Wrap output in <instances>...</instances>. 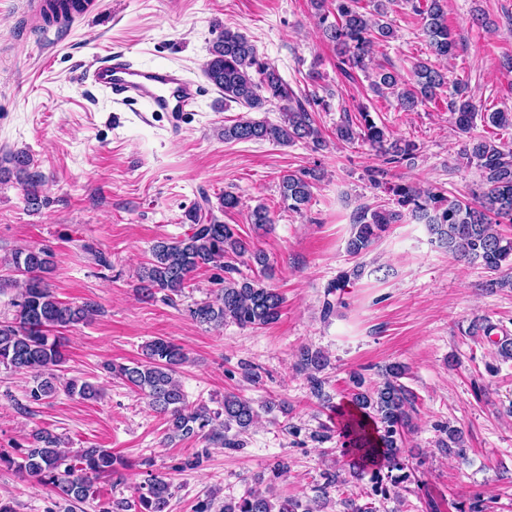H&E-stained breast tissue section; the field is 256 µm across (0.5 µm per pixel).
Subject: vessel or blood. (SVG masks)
Returning <instances> with one entry per match:
<instances>
[{"label": "vessel or blood", "instance_id": "vessel-or-blood-1", "mask_svg": "<svg viewBox=\"0 0 512 512\" xmlns=\"http://www.w3.org/2000/svg\"><path fill=\"white\" fill-rule=\"evenodd\" d=\"M77 79L109 90L117 104L144 105L145 119L166 115L174 129L183 113L194 111L203 94L202 85L179 67H142L122 54L82 70Z\"/></svg>", "mask_w": 512, "mask_h": 512}]
</instances>
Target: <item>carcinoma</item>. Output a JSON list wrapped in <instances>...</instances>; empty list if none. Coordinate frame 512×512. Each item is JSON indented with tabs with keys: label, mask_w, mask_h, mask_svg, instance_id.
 Instances as JSON below:
<instances>
[{
	"label": "carcinoma",
	"mask_w": 512,
	"mask_h": 512,
	"mask_svg": "<svg viewBox=\"0 0 512 512\" xmlns=\"http://www.w3.org/2000/svg\"><path fill=\"white\" fill-rule=\"evenodd\" d=\"M361 2L310 0L318 26L325 40L336 49L338 67L347 77L351 76L352 68L367 70L374 44L394 36L388 22V4L393 0H373L370 12L364 11ZM446 7V0H425L424 4L414 6L422 16V32L430 51L439 62L448 60L457 49L448 28ZM83 8L84 0H53V15L46 16V21H55L61 13L67 16ZM204 73L221 93L224 106L235 103L250 112H266L275 105L281 112L278 123L242 117L224 126L221 130L224 140L268 141L281 146L307 140L316 148L323 146L321 131L309 110L311 103H319L320 98L299 99L279 71L260 57L257 47L246 35L221 30L209 48ZM446 82V74L440 66L418 62L406 87L399 88L401 76L383 67L372 75L370 87L378 95L386 89L391 91L397 108L412 112L436 101ZM448 107L453 112L456 128L468 137L463 156L480 172L482 191L477 195L476 204L450 200L437 187L394 185L390 192L395 196L397 208L382 205L361 211L353 224L346 251L353 257L366 254L390 225L408 213L427 224L438 246L479 263L493 274L490 287L512 285V236L506 237L498 230L500 224L512 223V152L501 143L471 135L477 119L494 128L512 127V112L479 111L461 85L454 86ZM358 115V122L347 120L336 127L337 140L368 144L387 156L390 163L413 158L415 144L388 141L384 128L377 125L371 112L362 108ZM10 176L21 185L26 206L39 209L40 187L46 176L37 169L28 152L19 150L0 157V181ZM313 178L315 175L305 170L282 177L284 208L296 213L306 208L313 195ZM239 205V197L229 191L219 195L215 203L209 195L202 194L201 203L185 212L190 232L182 238L153 245L151 260L139 272L142 292L151 297L161 293L163 300L173 304L182 297L192 273L202 267H213L224 272V276L217 278L223 287L216 299L195 301L188 306L193 321L220 329L228 323L255 327L278 320L283 297L264 281L269 269L267 256L251 250L248 242L217 216ZM249 219L259 229L273 223L270 211L262 204L250 211ZM231 256L248 258L260 267L261 275L235 279L231 276L235 267L225 262ZM52 257L50 249L34 246L12 255L9 264L24 276V281L17 298L11 302L12 318L0 320V366L16 372L36 373L28 393L31 402H40L57 391V371L63 364V353L60 338L52 335V331L87 322L97 313L90 302L73 305L56 297L46 280ZM363 272L362 264L341 271L329 284L327 294L345 287ZM185 360L181 348L157 337L142 347L141 360L130 364L107 363L105 369L142 392L152 408L167 416L168 439L200 436L216 440L231 450L240 448L239 441L229 437V432L234 430L240 435L254 423L257 411L252 401L227 393L217 410L205 404L190 405L175 378L176 369ZM326 365V358L317 350L303 347L297 353L298 369L307 374L314 395L328 405L330 397L324 393L325 381L321 377ZM405 374L404 365L393 363L386 368L383 380L371 388L365 385L363 375L355 373L350 377L349 405L356 413L343 415L340 452L352 458L349 473L353 478L363 476L369 466L376 468L370 478L374 495L385 496L390 489L410 478V473L406 472L403 437L404 431L411 427L414 395L400 383ZM66 389L83 399L98 396L97 388L86 381L71 380ZM64 445L65 441L57 435L37 429L30 434L21 460L0 451V464L53 487L66 501L86 500L93 484L101 478H110L116 485L125 482L126 464L110 450L81 448L72 460L63 450ZM441 447L459 457L465 454L460 432L451 427ZM173 495L170 480L151 474L136 487L133 499L115 498L100 512H167ZM301 508L298 500L281 501L268 491L250 488L238 501L224 504L223 512H300Z\"/></svg>",
	"instance_id": "1"
}]
</instances>
